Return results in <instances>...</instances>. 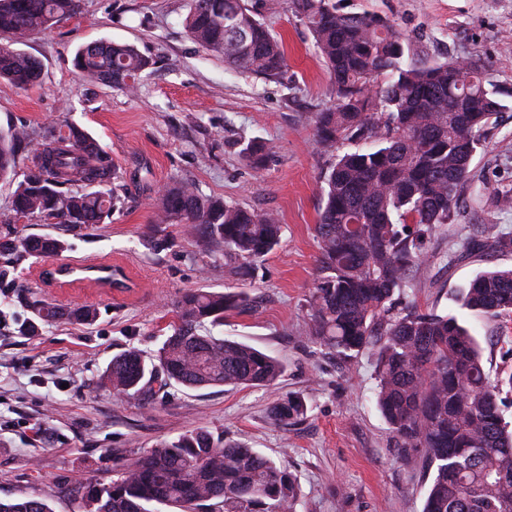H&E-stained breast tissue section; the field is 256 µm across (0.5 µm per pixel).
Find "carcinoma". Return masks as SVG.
Masks as SVG:
<instances>
[{
	"instance_id": "carcinoma-1",
	"label": "carcinoma",
	"mask_w": 512,
	"mask_h": 512,
	"mask_svg": "<svg viewBox=\"0 0 512 512\" xmlns=\"http://www.w3.org/2000/svg\"><path fill=\"white\" fill-rule=\"evenodd\" d=\"M304 23L332 79L333 102L315 113V142L329 155L320 171L318 276L308 299L303 335L344 356L369 349L376 356V404L401 453L422 452L428 472L424 512H512V433L498 399L512 393V372L491 378L475 336L448 313L394 309V295L427 255L422 237L450 223L465 199L490 209L512 208V190L486 194L472 163L504 107L480 66L466 57L428 60L402 39L387 16L343 11L336 0H264ZM78 9V0H0V80L20 89L40 82L41 63L19 49ZM187 36L224 58L232 69L263 78L285 67L282 41L246 0H189ZM73 65L93 85L135 90L152 61L130 43L80 46ZM239 155L256 171L275 151L251 139ZM28 166L17 180L12 210L50 224H102L124 204L112 158L85 130L55 123L35 135L24 127L0 129V180H16V159ZM155 224H180L207 257L224 256L237 280L254 275L276 250L282 225L220 198L206 197L179 179L158 194ZM512 248L497 225L463 246ZM65 241L50 235L0 239V283L14 282L28 258L57 255ZM31 314L23 330L62 315L52 303L16 296ZM461 307L486 318L512 314V268L482 272L459 294ZM249 309L239 287L203 288L181 295L177 321L144 353L128 347L112 356L102 385L149 402L154 385L191 390L269 387L286 371L276 355L225 339L212 329L224 315ZM308 410L292 395L269 410L280 426ZM69 495L79 512H296L298 484L287 468L259 451L199 429L186 431L118 465L109 483L85 479ZM0 512H51L33 498L0 501Z\"/></svg>"
}]
</instances>
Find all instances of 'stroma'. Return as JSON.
I'll use <instances>...</instances> for the list:
<instances>
[{
	"label": "stroma",
	"instance_id": "stroma-1",
	"mask_svg": "<svg viewBox=\"0 0 512 512\" xmlns=\"http://www.w3.org/2000/svg\"><path fill=\"white\" fill-rule=\"evenodd\" d=\"M187 0H79L76 14L33 36L24 52L42 63L40 86L0 82V128L75 124L112 153L125 204L104 223L68 231L15 216L13 184L0 182V235L62 236L65 260L112 262L121 291L71 287L43 279L42 259L28 258L18 284L61 307L38 335L20 327L29 311L11 304L0 323V500L38 498L52 512H77L66 490L80 479L110 482L119 459L132 460L182 432L203 428L255 448L293 472L297 512H423L429 478L418 456L402 459L376 407L375 360L345 358L305 339L307 300L317 276L314 228L321 207L319 173L328 157L315 143L314 114L332 102L329 75L305 25L290 12L264 14L284 44L287 65L274 78L247 77L201 49L184 29ZM343 11L389 16L427 56L458 54L481 65L504 92V109L473 161L488 192L512 187V0H341ZM111 40L134 44L153 66L138 92L88 85L73 66L76 49ZM273 145L276 160L255 173L240 159L241 137ZM200 193L278 214L282 243L244 285L252 310L227 316L217 335L281 357L287 371L271 388L161 390L152 405L101 388L113 355L134 346L152 352L190 289L234 284L223 260L203 257L178 224L153 221V199L171 180ZM512 234V208L483 210L467 201L451 231L425 237L430 254L396 296V307L459 317L483 347L490 374L512 372V316L486 320L461 309L458 295L482 271L511 268L512 251L462 259L457 244L484 225ZM89 306L77 322L67 311ZM292 393L308 410L281 427L269 408Z\"/></svg>",
	"mask_w": 512,
	"mask_h": 512
}]
</instances>
